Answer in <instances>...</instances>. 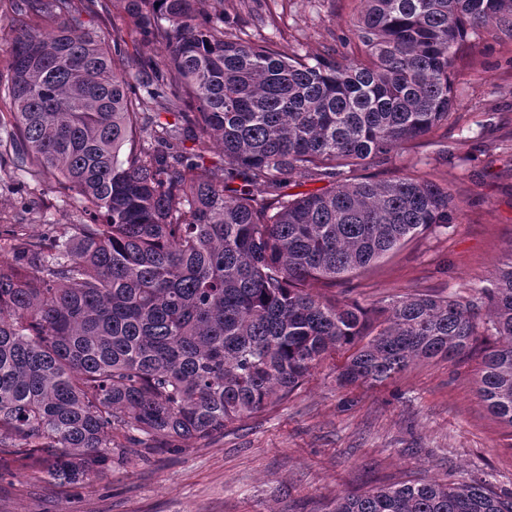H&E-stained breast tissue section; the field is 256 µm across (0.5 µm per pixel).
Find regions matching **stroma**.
Wrapping results in <instances>:
<instances>
[{
  "instance_id": "obj_1",
  "label": "stroma",
  "mask_w": 512,
  "mask_h": 512,
  "mask_svg": "<svg viewBox=\"0 0 512 512\" xmlns=\"http://www.w3.org/2000/svg\"><path fill=\"white\" fill-rule=\"evenodd\" d=\"M355 0H249L247 31L262 27L280 49L317 55L350 36ZM447 125L399 152L376 179L436 161L463 212L416 236L335 288L369 307L415 293L477 295L512 253V39L472 38ZM75 210L49 185L0 172V219L40 232ZM479 337L458 361L412 362L377 384L339 386L347 355L323 359L288 400L188 441L174 453L129 457L82 485H59L17 468L0 479V512H331L336 496L415 481L487 480L512 491V428L480 397Z\"/></svg>"
}]
</instances>
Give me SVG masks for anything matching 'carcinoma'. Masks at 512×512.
Returning <instances> with one entry per match:
<instances>
[{
	"mask_svg": "<svg viewBox=\"0 0 512 512\" xmlns=\"http://www.w3.org/2000/svg\"><path fill=\"white\" fill-rule=\"evenodd\" d=\"M94 2L133 25L138 58L121 29L110 47L87 29L78 0H0V171L74 193L79 211L38 234L0 225V472L82 484L114 457L224 434L333 352H351L341 385L374 384L479 336L499 338L479 393L512 428V255L465 301L313 292L457 219L432 174L361 171L448 126L470 37H512V0H359L341 58L249 40L247 0ZM215 142L231 169L205 165ZM292 176L327 186L289 195ZM332 512H512V493L403 483Z\"/></svg>",
	"mask_w": 512,
	"mask_h": 512,
	"instance_id": "carcinoma-1",
	"label": "carcinoma"
}]
</instances>
